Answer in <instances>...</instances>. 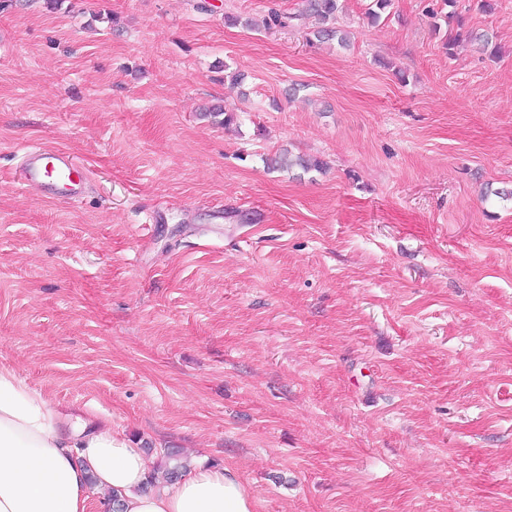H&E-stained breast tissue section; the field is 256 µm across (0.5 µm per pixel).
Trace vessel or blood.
Instances as JSON below:
<instances>
[{"label": "vessel or blood", "instance_id": "vessel-or-blood-1", "mask_svg": "<svg viewBox=\"0 0 512 512\" xmlns=\"http://www.w3.org/2000/svg\"><path fill=\"white\" fill-rule=\"evenodd\" d=\"M21 179L59 200H75L86 189L74 157L62 149L40 147L28 152L21 167Z\"/></svg>", "mask_w": 512, "mask_h": 512}]
</instances>
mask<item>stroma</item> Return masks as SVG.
<instances>
[{"instance_id":"1","label":"stroma","mask_w":512,"mask_h":512,"mask_svg":"<svg viewBox=\"0 0 512 512\" xmlns=\"http://www.w3.org/2000/svg\"><path fill=\"white\" fill-rule=\"evenodd\" d=\"M369 4L341 48L302 0H5L0 368L255 512H512V0H457L491 46L451 51L440 0ZM21 179L58 200H75L86 189L74 157L62 149L40 147L28 152L21 167Z\"/></svg>"}]
</instances>
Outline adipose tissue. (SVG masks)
Wrapping results in <instances>:
<instances>
[{
  "instance_id": "ef3b65f1",
  "label": "adipose tissue",
  "mask_w": 512,
  "mask_h": 512,
  "mask_svg": "<svg viewBox=\"0 0 512 512\" xmlns=\"http://www.w3.org/2000/svg\"><path fill=\"white\" fill-rule=\"evenodd\" d=\"M148 459L108 419L52 407L0 369V512H89L90 488L120 496L122 512H253L226 468L194 465L148 490Z\"/></svg>"
}]
</instances>
